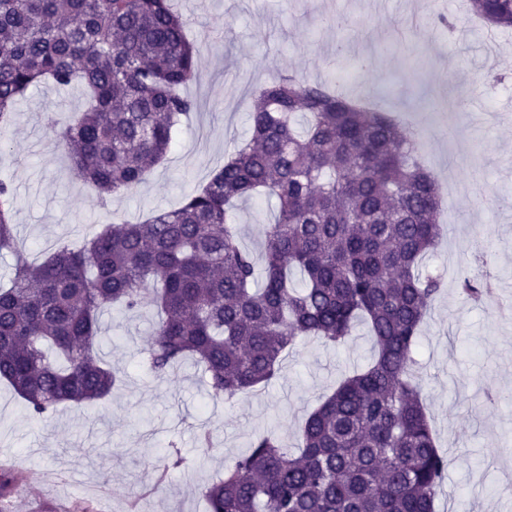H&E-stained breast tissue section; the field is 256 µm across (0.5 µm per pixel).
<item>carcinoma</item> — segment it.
Returning a JSON list of instances; mask_svg holds the SVG:
<instances>
[{"instance_id": "1", "label": "carcinoma", "mask_w": 512, "mask_h": 512, "mask_svg": "<svg viewBox=\"0 0 512 512\" xmlns=\"http://www.w3.org/2000/svg\"><path fill=\"white\" fill-rule=\"evenodd\" d=\"M490 28L512 29V0H467ZM172 0H0V124L41 80L80 83L88 105L58 131L74 174L101 205L136 190L169 152L194 101L199 50ZM251 136L183 204L113 220L43 261L18 247L12 182L0 177V380L41 418L102 400L118 376L94 350L104 312L158 313L149 364L186 358L214 400L279 376L314 337L339 347L365 322L375 353L306 416L292 453L256 436L205 485L207 512H435L448 469L413 375L420 327L442 280L423 269L441 235L440 187L414 135L321 81L284 74L253 95ZM279 203L261 259L231 226L240 201ZM297 270L302 284L291 285ZM461 294H490L488 273Z\"/></svg>"}]
</instances>
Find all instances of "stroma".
<instances>
[{
	"label": "stroma",
	"mask_w": 512,
	"mask_h": 512,
	"mask_svg": "<svg viewBox=\"0 0 512 512\" xmlns=\"http://www.w3.org/2000/svg\"><path fill=\"white\" fill-rule=\"evenodd\" d=\"M188 33L200 49L201 79L186 87L196 107L166 157L130 194L101 206L71 170L53 121L82 110L78 90L45 81L31 87L0 128V176L17 188V239L32 254L60 240L78 242L112 214L143 219L176 207L223 165L250 134L245 85L277 75L326 79L323 60L336 46L370 56L348 92L380 90L377 107L421 134L436 177L480 179L482 197L442 203L446 229L429 260L443 288L422 326L414 367L431 426L448 457L436 512H512V31L494 43L454 0H188ZM455 18L437 29V13ZM480 82V110L454 117L449 98ZM274 205L241 202L232 218L242 243L260 252ZM494 275L491 304L464 301L457 283L475 241ZM153 312H108L97 347L122 381L102 402L64 405L31 417L25 401L0 382V467L18 477L9 512H205L200 488L245 453L255 435L275 432L288 447L297 428L343 374L365 364L373 342L356 326L340 348L301 340L283 373L232 402L215 401L200 369L184 363L155 376L147 363ZM210 445L202 447L201 431ZM178 448L186 461L172 467Z\"/></svg>",
	"instance_id": "35a3bbf8"
}]
</instances>
